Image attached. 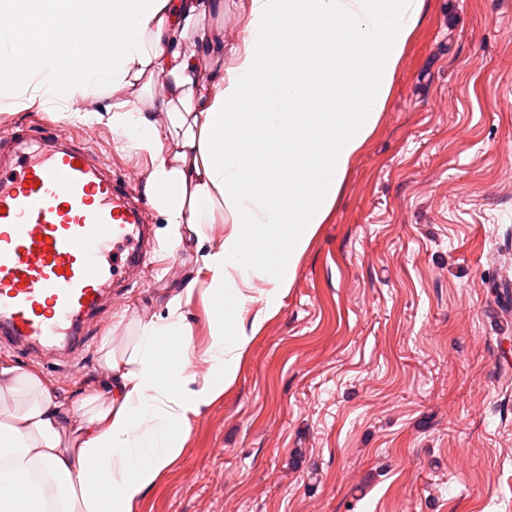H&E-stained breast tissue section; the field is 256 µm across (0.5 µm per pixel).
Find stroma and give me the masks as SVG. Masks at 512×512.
<instances>
[{
  "label": "stroma",
  "instance_id": "35a3bbf8",
  "mask_svg": "<svg viewBox=\"0 0 512 512\" xmlns=\"http://www.w3.org/2000/svg\"><path fill=\"white\" fill-rule=\"evenodd\" d=\"M59 104L0 99V135L58 124L148 200V159ZM150 246L80 354L0 350L59 399L112 375L194 277ZM135 512H512V0H424L385 111L274 318Z\"/></svg>",
  "mask_w": 512,
  "mask_h": 512
}]
</instances>
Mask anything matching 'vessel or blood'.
Instances as JSON below:
<instances>
[{
  "mask_svg": "<svg viewBox=\"0 0 512 512\" xmlns=\"http://www.w3.org/2000/svg\"><path fill=\"white\" fill-rule=\"evenodd\" d=\"M0 344L78 351L120 272L140 265L147 212L90 150L58 129L0 138Z\"/></svg>",
  "mask_w": 512,
  "mask_h": 512,
  "instance_id": "obj_1",
  "label": "vessel or blood"
}]
</instances>
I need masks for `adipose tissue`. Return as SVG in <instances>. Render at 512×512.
I'll return each mask as SVG.
<instances>
[{"label": "adipose tissue", "instance_id": "obj_1", "mask_svg": "<svg viewBox=\"0 0 512 512\" xmlns=\"http://www.w3.org/2000/svg\"><path fill=\"white\" fill-rule=\"evenodd\" d=\"M421 9L422 0H249L241 42L228 49L209 22L224 0H0L1 94L64 102L63 118L107 123L125 149L147 155L169 245L187 232L207 243L214 213L231 222L197 270L208 283L204 371L190 356L191 281L139 323L128 353L104 349L109 399L90 386L59 402L37 369L0 362V512H134L178 460L192 420L278 312L295 260L380 119ZM48 15L104 37L33 52ZM74 62L78 80H64ZM107 91L116 100L105 112L79 109ZM257 276L270 287L256 297Z\"/></svg>", "mask_w": 512, "mask_h": 512}]
</instances>
